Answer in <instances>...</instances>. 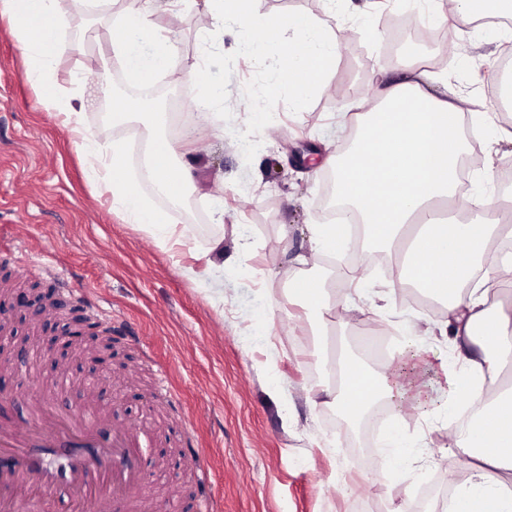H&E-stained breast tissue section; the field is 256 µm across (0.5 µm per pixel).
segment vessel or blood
Masks as SVG:
<instances>
[{"label":"vessel or blood","mask_w":512,"mask_h":512,"mask_svg":"<svg viewBox=\"0 0 512 512\" xmlns=\"http://www.w3.org/2000/svg\"><path fill=\"white\" fill-rule=\"evenodd\" d=\"M147 465L138 431L91 403L63 409L40 392L24 419L0 424V512H42L50 500L87 512L104 491L125 512H147Z\"/></svg>","instance_id":"1"}]
</instances>
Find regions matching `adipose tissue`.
I'll return each instance as SVG.
<instances>
[{
    "label": "adipose tissue",
    "instance_id": "1",
    "mask_svg": "<svg viewBox=\"0 0 512 512\" xmlns=\"http://www.w3.org/2000/svg\"><path fill=\"white\" fill-rule=\"evenodd\" d=\"M451 2L449 15L438 16L437 24L512 18V0ZM0 17L15 23L29 48L26 76L38 88L42 105L60 107L52 68L59 33L68 22L64 0H0ZM170 42L169 35L155 29L147 10L133 6L113 28L110 47L131 79L147 80L167 67ZM461 115L460 98L438 86L427 69L382 82L375 104L358 116L354 146L323 160L335 172L336 199L344 216L337 224L312 226L311 247L335 254L349 245L352 224L364 225L365 245L403 251L404 259L394 270L396 284L413 285L442 302L444 318L435 329L464 351L462 366L442 367L448 445L472 461V481L456 494L451 512H512V491L488 478L493 470L512 471V387L489 390L504 368L512 366V307L489 306L492 293L512 288V251L504 248L512 226L502 221L503 213L512 210V200H488L478 222L446 221L439 214V205L448 202L461 212L468 206L457 191L458 163L468 150L459 131ZM68 119L82 136L97 181L113 201L166 249H174L178 240L169 216L146 206L125 177L122 146L105 148L84 136L79 112L70 111ZM144 170L172 201H181L195 187L194 165L159 134L147 144ZM405 350L404 375L391 380L343 360L339 387L324 384L320 390L339 401L352 423L361 421L378 399L420 400V369L427 358L416 340H408Z\"/></svg>",
    "mask_w": 512,
    "mask_h": 512
}]
</instances>
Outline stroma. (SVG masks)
<instances>
[{"mask_svg":"<svg viewBox=\"0 0 512 512\" xmlns=\"http://www.w3.org/2000/svg\"><path fill=\"white\" fill-rule=\"evenodd\" d=\"M447 0H257L261 13L299 10L324 21L335 36L336 63L315 100L299 113L278 104L259 135L261 147L245 162L235 131L246 128L243 89L254 73L236 59L227 86L232 123L193 111L191 66L203 62V38L214 17L204 0H182L171 11L157 0V29L174 33L168 68L154 75L153 91L133 93L109 43L129 0H68L69 21L53 79L64 102L79 107L82 124L98 143L125 146L126 170L152 199L141 167L140 146L153 130L150 114L164 109V134L196 168L187 196L195 219L173 223L184 245L171 254L158 239L114 204L93 182L83 148L62 114L38 102L25 77L26 51L7 19L0 18V256H15V275L37 282L30 263L49 264L82 293L65 309L88 302L112 318L116 361L128 383L112 408L113 421L137 423L142 435L175 457L156 470L167 512H201L202 496L222 512H389L382 464L392 449L384 435L363 440L362 426L342 427L339 406L315 403L306 391L316 383L328 350L363 347V327L374 305L351 303V279L326 280L328 267L312 252L309 229L329 223L321 158L355 138V115L374 103L380 77L400 79L427 68L466 100L463 134L477 167L467 173L480 218L488 196L503 194L488 169L512 164V144L494 142L491 126L512 125L498 90L487 78L512 57V31L488 32L484 20L445 27V39L420 38L425 11L446 13ZM416 16L415 34L403 35L397 18ZM121 86L133 106L122 121L101 114L106 83ZM224 241V268L208 265L215 239ZM248 249H241V242ZM194 268L197 278L185 275ZM325 279L326 310L307 314L288 287L297 273ZM223 299H216L215 288ZM440 312L396 301L387 316L393 336L413 334L430 363L432 404L401 414L410 441H423L397 474L401 503L410 512H446L442 495L449 476L470 478L466 458L448 446L441 363L454 359L445 337L427 335ZM172 400L159 404L158 383ZM193 444L207 469L206 484L184 468Z\"/></svg>","mask_w":512,"mask_h":512,"instance_id":"35a3bbf8","label":"stroma"}]
</instances>
